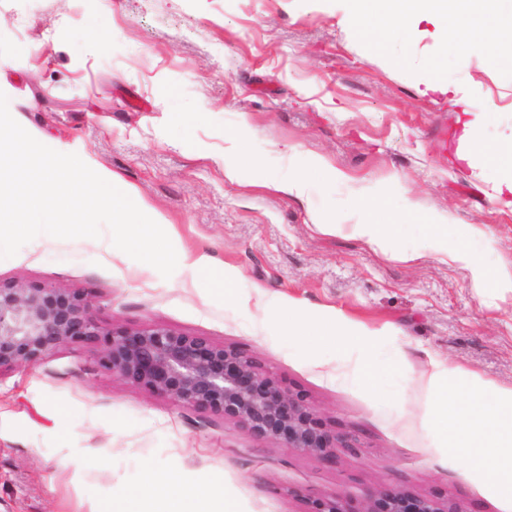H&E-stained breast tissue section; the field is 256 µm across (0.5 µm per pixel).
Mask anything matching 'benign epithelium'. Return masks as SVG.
I'll return each mask as SVG.
<instances>
[{
    "instance_id": "benign-epithelium-1",
    "label": "benign epithelium",
    "mask_w": 512,
    "mask_h": 512,
    "mask_svg": "<svg viewBox=\"0 0 512 512\" xmlns=\"http://www.w3.org/2000/svg\"><path fill=\"white\" fill-rule=\"evenodd\" d=\"M91 297L67 288L17 282L0 284V368L22 369L60 346L84 337L101 339L100 360L112 376L173 401L235 420L273 448L334 463L356 454L348 432L330 429L300 391L286 388L256 357L205 336L163 325L105 329L93 316ZM306 512H467L456 500L438 501L381 483L352 508L335 493L310 500Z\"/></svg>"
}]
</instances>
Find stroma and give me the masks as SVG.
Returning <instances> with one entry per match:
<instances>
[{
    "mask_svg": "<svg viewBox=\"0 0 512 512\" xmlns=\"http://www.w3.org/2000/svg\"><path fill=\"white\" fill-rule=\"evenodd\" d=\"M434 73L488 112L487 141L512 136L511 73L431 31L375 37L349 0H0L12 117L136 194L176 251L233 270L237 297L181 265L163 278L106 228L50 253L30 241L0 263V282L85 291L107 328L161 324L239 345L361 445L332 467L270 447L231 418L114 379L90 339L0 370V512H103L125 489L144 487L153 505L205 484L238 512H301L303 498L353 502L382 482L512 512V496L435 433L427 386L452 370L512 390V293H478L416 224L379 246L351 231L366 217L361 199L396 189L480 227L490 260L512 263V208L479 164L457 159L466 116L429 87ZM237 142L248 163L231 181L224 156ZM315 156L342 179L308 174L300 197L261 186ZM329 217L341 234L318 232ZM405 249L419 260H400ZM292 304L306 314L300 339L288 335ZM333 316L382 345L381 363L399 359L400 377L366 385L358 347L317 337ZM152 471L176 485L146 483Z\"/></svg>",
    "mask_w": 512,
    "mask_h": 512,
    "instance_id": "obj_1",
    "label": "stroma"
}]
</instances>
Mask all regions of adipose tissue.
I'll return each instance as SVG.
<instances>
[{
    "label": "adipose tissue",
    "instance_id": "obj_1",
    "mask_svg": "<svg viewBox=\"0 0 512 512\" xmlns=\"http://www.w3.org/2000/svg\"><path fill=\"white\" fill-rule=\"evenodd\" d=\"M355 13L369 25L392 35H407L420 22L435 28L454 23L457 38L484 55L495 68L512 70V0H352ZM487 113L473 112L460 138L459 156L483 161L495 196L512 207V138L490 143L480 132ZM372 217L354 225L356 237L369 244L386 236L377 213L390 212L397 224L420 219L423 236L434 252L467 269L474 287L512 292V266L491 263L493 240L472 224L448 225L437 214L421 215L418 202L408 197L391 200L377 194L362 199ZM430 406L435 431L449 439L454 450L474 468L491 471L499 485L512 492V390L484 383L475 388H449L445 378L432 375Z\"/></svg>",
    "mask_w": 512,
    "mask_h": 512
}]
</instances>
